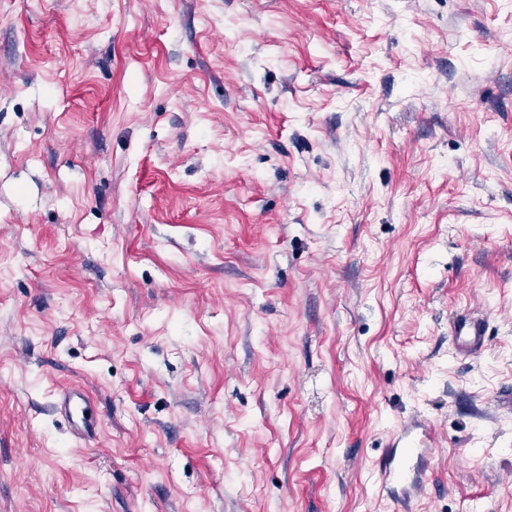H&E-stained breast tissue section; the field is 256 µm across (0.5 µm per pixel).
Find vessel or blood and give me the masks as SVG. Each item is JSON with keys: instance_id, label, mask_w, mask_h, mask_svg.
Here are the masks:
<instances>
[{"instance_id": "1", "label": "vessel or blood", "mask_w": 512, "mask_h": 512, "mask_svg": "<svg viewBox=\"0 0 512 512\" xmlns=\"http://www.w3.org/2000/svg\"><path fill=\"white\" fill-rule=\"evenodd\" d=\"M487 321L483 315L470 312L459 314L450 326L452 344L456 353L473 354L480 351L485 343ZM91 400L78 389L67 390L53 409L64 416L70 433L76 438H89L95 433L93 422L88 414ZM434 435L430 428L419 424L400 425L394 442L388 450V460L379 471L382 488L400 487L398 500L408 505L419 483L410 479V464L424 466L434 449Z\"/></svg>"}]
</instances>
